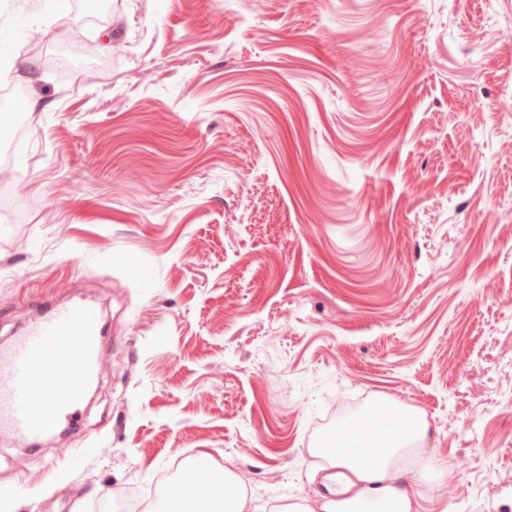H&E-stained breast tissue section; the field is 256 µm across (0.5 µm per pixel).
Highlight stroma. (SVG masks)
<instances>
[{"label": "stroma", "instance_id": "stroma-1", "mask_svg": "<svg viewBox=\"0 0 512 512\" xmlns=\"http://www.w3.org/2000/svg\"><path fill=\"white\" fill-rule=\"evenodd\" d=\"M0 0V340L98 302L71 447L0 438V512L157 503L221 461L245 512L322 491L376 400L424 414L418 512H512V0ZM142 268L134 278L113 261Z\"/></svg>", "mask_w": 512, "mask_h": 512}]
</instances>
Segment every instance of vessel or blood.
<instances>
[{
  "label": "vessel or blood",
  "mask_w": 512,
  "mask_h": 512,
  "mask_svg": "<svg viewBox=\"0 0 512 512\" xmlns=\"http://www.w3.org/2000/svg\"><path fill=\"white\" fill-rule=\"evenodd\" d=\"M102 342L99 308L85 299L42 307L0 341V436L35 449L76 427L99 381Z\"/></svg>",
  "instance_id": "b4317fda"
}]
</instances>
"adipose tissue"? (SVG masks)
I'll return each mask as SVG.
<instances>
[{"mask_svg":"<svg viewBox=\"0 0 512 512\" xmlns=\"http://www.w3.org/2000/svg\"><path fill=\"white\" fill-rule=\"evenodd\" d=\"M372 444L358 455L321 449L331 466L346 472L344 498L326 503L325 512H417V487L443 472L436 463L421 470L399 465L406 447L400 431H386Z\"/></svg>","mask_w":512,"mask_h":512,"instance_id":"1","label":"adipose tissue"}]
</instances>
